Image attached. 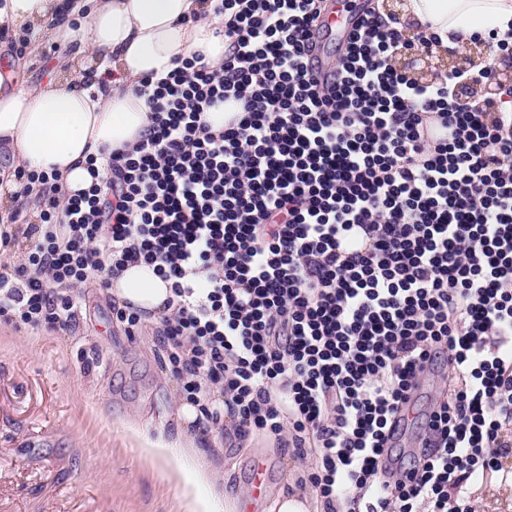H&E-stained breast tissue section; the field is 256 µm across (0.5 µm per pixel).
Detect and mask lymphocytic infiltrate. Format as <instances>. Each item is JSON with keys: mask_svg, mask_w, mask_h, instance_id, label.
<instances>
[{"mask_svg": "<svg viewBox=\"0 0 512 512\" xmlns=\"http://www.w3.org/2000/svg\"><path fill=\"white\" fill-rule=\"evenodd\" d=\"M324 2L214 0L222 63L144 79L148 132L99 183L66 197L18 170L39 221L0 272V317L70 329L77 285L151 266L173 293L155 337L189 400L222 386L237 440L312 459L299 482L325 512H474L470 487L512 454V113L463 102L468 72L398 68L432 40L375 7L316 75ZM436 369L446 396L399 448Z\"/></svg>", "mask_w": 512, "mask_h": 512, "instance_id": "lymphocytic-infiltrate-1", "label": "lymphocytic infiltrate"}]
</instances>
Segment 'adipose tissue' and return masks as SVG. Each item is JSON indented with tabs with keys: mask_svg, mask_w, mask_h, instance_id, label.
<instances>
[{
	"mask_svg": "<svg viewBox=\"0 0 512 512\" xmlns=\"http://www.w3.org/2000/svg\"><path fill=\"white\" fill-rule=\"evenodd\" d=\"M62 14L46 41L72 45L68 69L39 88L0 80V151L15 164L56 176L67 193L88 189L87 161L99 151L124 150L149 126L141 80L165 77L176 60L224 58V20L205 0H0V27ZM398 29L436 34V50L451 53L488 35L512 34V0H404ZM118 303L168 315V282L152 268L128 267L111 280ZM197 405L181 401L168 434L150 437L131 426L123 435L178 487L179 512H244L242 493L229 491L214 458L201 448L205 425Z\"/></svg>",
	"mask_w": 512,
	"mask_h": 512,
	"instance_id": "1",
	"label": "adipose tissue"
}]
</instances>
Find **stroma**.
I'll list each match as a JSON object with an SVG mask.
<instances>
[{"label":"stroma","instance_id":"obj_1","mask_svg":"<svg viewBox=\"0 0 512 512\" xmlns=\"http://www.w3.org/2000/svg\"><path fill=\"white\" fill-rule=\"evenodd\" d=\"M38 38L32 27L0 35V68L26 89L45 84L69 54ZM81 293L70 330L0 319V512H172L176 488L117 428L130 422L153 438L170 430L182 381L153 325L128 335L104 288L90 282ZM225 428L217 423L211 453L227 488L250 492L259 460L270 497L305 470L286 451L261 454L265 435L242 443Z\"/></svg>","mask_w":512,"mask_h":512}]
</instances>
